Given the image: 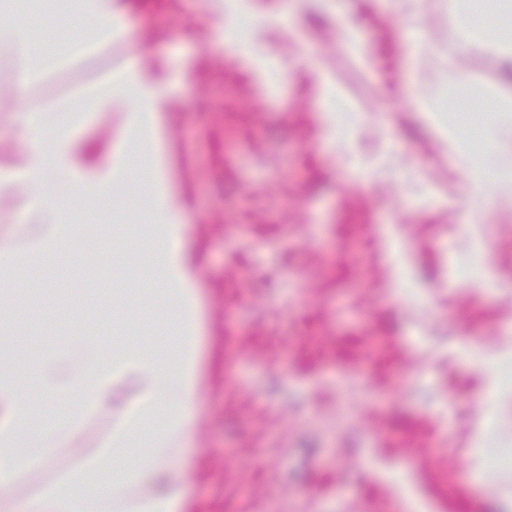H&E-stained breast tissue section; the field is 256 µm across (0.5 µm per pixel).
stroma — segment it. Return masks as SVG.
<instances>
[{
	"mask_svg": "<svg viewBox=\"0 0 512 512\" xmlns=\"http://www.w3.org/2000/svg\"><path fill=\"white\" fill-rule=\"evenodd\" d=\"M124 37L26 93L14 50L0 45V128L138 60L164 69L161 112L170 187L191 219L187 247L204 272L207 393L187 493L195 512H512V400L481 368L512 346V198L497 181L461 193L459 158L413 105L412 89L447 85L457 38L453 0L419 11L380 0H116ZM292 9L294 30L278 17ZM359 31L360 55L342 21ZM422 37L412 42L409 33ZM468 119H502L490 94L502 76L484 45L459 58ZM128 108L81 132L100 158L126 140ZM495 197L487 206V197ZM125 199L86 206L67 263L0 279L14 293L16 346L28 363L111 351L124 337L166 339L126 301L155 302L154 265L138 237L100 247L107 226L143 223ZM400 239L408 261L391 249ZM111 267V282L97 269ZM496 424L487 438L477 426ZM111 418L88 417L71 448L25 475L40 492L100 447ZM501 450L496 462L477 444ZM493 469L492 481L472 483Z\"/></svg>",
	"mask_w": 512,
	"mask_h": 512,
	"instance_id": "1",
	"label": "stroma"
}]
</instances>
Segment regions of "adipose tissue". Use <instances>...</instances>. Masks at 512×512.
I'll return each mask as SVG.
<instances>
[{
	"mask_svg": "<svg viewBox=\"0 0 512 512\" xmlns=\"http://www.w3.org/2000/svg\"><path fill=\"white\" fill-rule=\"evenodd\" d=\"M114 0H55L64 17L91 16L98 20L96 40L78 43L73 60L91 56L112 34L124 33ZM459 38L456 55L467 54L475 40L487 39L485 21H498L512 12V0H494L478 11L471 0H455ZM19 47L24 58L13 83L26 91L38 78L63 67L64 62L41 50L34 30L0 26V43ZM162 81L146 77L137 63L120 75L108 76L38 112H20L15 122L24 130L25 150L17 168L0 173V199L20 194L22 220L38 229L26 247L0 246V273L16 265H38L44 255L68 256L78 227L73 215L87 201H104L130 181H140L149 203L151 221L140 225L159 266L156 295L174 307L165 311L167 339L149 344L129 338L113 355L89 353L74 369L44 361L18 375L0 360V498L10 501V512H100L99 499L112 498L118 512H193L184 488L186 468L174 465L175 449L190 438L195 409L204 395L202 302L200 270L193 266L185 246L188 216L170 189L163 154L160 118ZM133 101L128 134L149 145L151 165L141 175L135 157L107 163L93 171L84 157L78 128L96 114L111 111L115 103ZM46 394L67 399L72 409L30 430V405L19 390L20 379ZM118 408L112 431L86 463L36 496H18L21 476L47 462L54 449L68 447L86 414ZM108 472L112 480L103 492L93 484Z\"/></svg>",
	"mask_w": 512,
	"mask_h": 512,
	"instance_id": "adipose-tissue-1",
	"label": "adipose tissue"
}]
</instances>
